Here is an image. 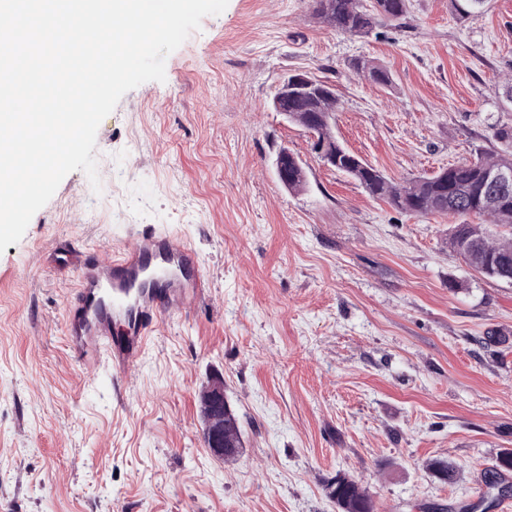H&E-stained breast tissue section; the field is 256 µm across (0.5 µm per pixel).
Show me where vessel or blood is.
Wrapping results in <instances>:
<instances>
[{
	"label": "vessel or blood",
	"instance_id": "1",
	"mask_svg": "<svg viewBox=\"0 0 512 512\" xmlns=\"http://www.w3.org/2000/svg\"><path fill=\"white\" fill-rule=\"evenodd\" d=\"M138 235L139 243L119 254L84 255L74 268L76 287L65 308L72 353L92 372L108 362L116 386L164 318L195 306L203 284L194 248L151 225Z\"/></svg>",
	"mask_w": 512,
	"mask_h": 512
}]
</instances>
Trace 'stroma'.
<instances>
[{"label":"stroma","mask_w":512,"mask_h":512,"mask_svg":"<svg viewBox=\"0 0 512 512\" xmlns=\"http://www.w3.org/2000/svg\"><path fill=\"white\" fill-rule=\"evenodd\" d=\"M296 73L333 84L337 139L394 183L507 151L493 131L512 126V0L464 18L407 0L366 36L306 0H229L165 81L127 92L97 130L100 191L69 173L0 253V512H338L324 484L340 470L375 512H512V490L485 483L512 450V284L464 264L451 218L402 213L324 164L272 107ZM284 148L301 189L277 176ZM143 224L189 242L207 288L119 398L69 350L65 299L83 249ZM216 375L242 427L233 462L202 435ZM218 385L222 386L224 388V383L220 378L216 377V378L212 379L201 396L200 404H201V415H202V422H203V436L211 422L210 410H211L212 406L210 404V401H211L210 395L215 386H217V389H216L214 395L212 396V399L214 400V407L216 409L219 408L220 402L222 400L221 389ZM204 441L206 443V441H207L206 436H204Z\"/></svg>","instance_id":"obj_1"}]
</instances>
